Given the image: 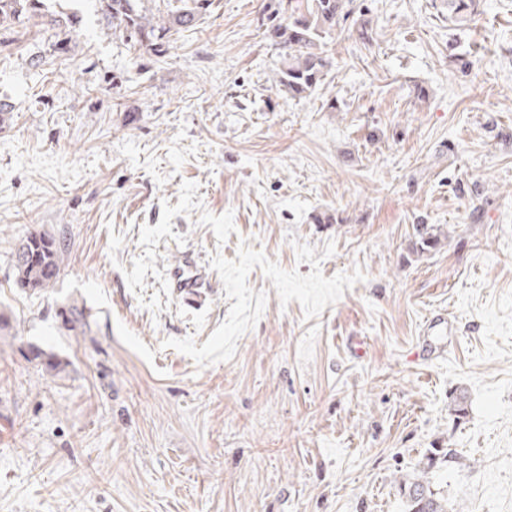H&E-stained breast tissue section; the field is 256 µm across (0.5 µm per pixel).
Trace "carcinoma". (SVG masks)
I'll return each instance as SVG.
<instances>
[{
	"mask_svg": "<svg viewBox=\"0 0 512 512\" xmlns=\"http://www.w3.org/2000/svg\"><path fill=\"white\" fill-rule=\"evenodd\" d=\"M0 0V48L11 44L15 28L34 26L47 40L50 56L69 58L74 32L82 22L80 12L67 7L70 0ZM95 11L112 35L122 37L139 56L163 58L182 32L196 28L212 6L211 0H94ZM349 0H296L290 13L273 21L270 35L281 50L275 68L277 85L293 96L312 93L329 66L326 38L349 18ZM480 0H443L448 23L463 29L479 14ZM440 244L434 229L422 226L414 243L416 253H426ZM67 244L46 234H30L20 240L11 257L15 284L32 291L54 286L59 279ZM68 331L92 332L90 314L72 305L67 311ZM460 463L453 449L426 456L420 474L403 484L407 512H458L433 490L428 474L444 462Z\"/></svg>",
	"mask_w": 512,
	"mask_h": 512,
	"instance_id": "carcinoma-1",
	"label": "carcinoma"
}]
</instances>
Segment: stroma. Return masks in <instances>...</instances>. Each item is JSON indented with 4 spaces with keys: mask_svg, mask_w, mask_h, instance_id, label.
<instances>
[{
    "mask_svg": "<svg viewBox=\"0 0 512 512\" xmlns=\"http://www.w3.org/2000/svg\"><path fill=\"white\" fill-rule=\"evenodd\" d=\"M287 3L213 0L160 61L88 2L66 61L0 52V512H405L437 448L449 503L512 512V0L462 30L353 0L372 42L333 32L300 98L273 81ZM31 233L68 244L41 292L13 284ZM187 251L199 306L168 286ZM91 315L86 311L84 307L78 305H72L67 311L65 317V325L67 330L74 332L75 334L86 335L92 331V321L90 320Z\"/></svg>",
    "mask_w": 512,
    "mask_h": 512,
    "instance_id": "stroma-1",
    "label": "stroma"
}]
</instances>
